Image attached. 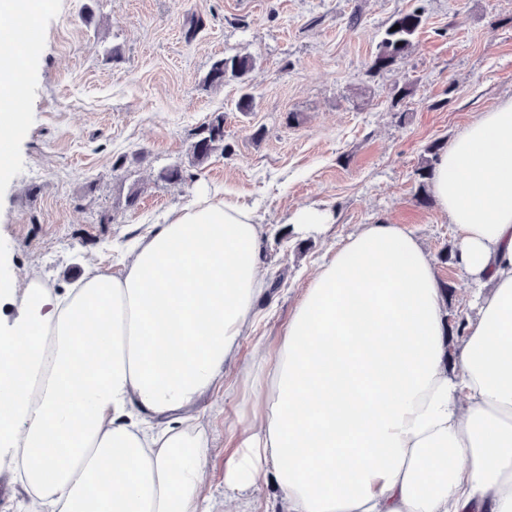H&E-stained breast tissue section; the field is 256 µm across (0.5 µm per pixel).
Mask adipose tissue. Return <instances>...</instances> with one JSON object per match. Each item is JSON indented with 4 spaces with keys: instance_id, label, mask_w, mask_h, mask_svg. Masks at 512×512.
I'll return each instance as SVG.
<instances>
[{
    "instance_id": "ef3b65f1",
    "label": "adipose tissue",
    "mask_w": 512,
    "mask_h": 512,
    "mask_svg": "<svg viewBox=\"0 0 512 512\" xmlns=\"http://www.w3.org/2000/svg\"><path fill=\"white\" fill-rule=\"evenodd\" d=\"M431 189L477 313L455 337L434 259L365 224L302 288L274 350L223 386L267 293L263 229L200 195L140 236L119 274L64 290L0 279V463L51 512H214L199 403L223 390V512H512V100L459 134ZM112 493L97 496L101 485Z\"/></svg>"
}]
</instances>
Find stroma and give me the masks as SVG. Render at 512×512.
Wrapping results in <instances>:
<instances>
[{
    "instance_id": "obj_1",
    "label": "stroma",
    "mask_w": 512,
    "mask_h": 512,
    "mask_svg": "<svg viewBox=\"0 0 512 512\" xmlns=\"http://www.w3.org/2000/svg\"><path fill=\"white\" fill-rule=\"evenodd\" d=\"M416 7L424 27L412 51L369 77L390 18ZM31 24L12 79L21 120L0 181V257L58 288L92 261L116 274L123 245L170 210L203 193L233 197L260 219L264 266L280 283L260 302L229 384L255 346L274 348L310 274L360 225H400L434 256L456 250L447 216L417 203L416 170L429 144L450 143L512 98V0H44ZM235 54L255 61L245 114L237 81L204 83L214 60ZM402 86L410 93L394 102ZM216 112L225 150L192 180L157 181ZM308 206L330 224L293 233ZM201 405L216 443L204 487L220 499L234 405L220 391Z\"/></svg>"
}]
</instances>
